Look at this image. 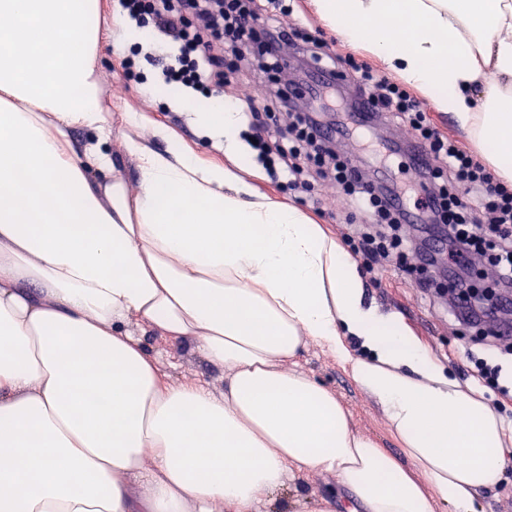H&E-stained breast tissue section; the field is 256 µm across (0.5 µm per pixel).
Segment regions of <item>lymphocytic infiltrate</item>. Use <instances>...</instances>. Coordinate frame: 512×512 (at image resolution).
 I'll list each match as a JSON object with an SVG mask.
<instances>
[{
  "mask_svg": "<svg viewBox=\"0 0 512 512\" xmlns=\"http://www.w3.org/2000/svg\"><path fill=\"white\" fill-rule=\"evenodd\" d=\"M132 19L152 16L156 28L172 38L178 47L165 67L168 82L221 95L224 81L235 70L225 56L242 57L252 43L260 44V72L271 75L282 70L286 60L284 44L300 46L302 57L313 69L329 73L317 106L301 110L290 95H263L257 112L281 109L290 113L287 131L272 132L256 126L252 138L260 160L266 166L282 164L291 175L311 172L313 178L336 186L351 205L369 216L351 240L354 253L366 263L389 257L402 260L415 256L432 262L425 246L408 243L404 226L407 215L392 202L393 191L368 180L362 169L344 158L333 137L324 135L320 115L342 108L340 83L352 82L356 104L363 111L387 120L407 124L431 158L428 181L422 189L425 200L418 207L426 221L439 225L448 243V263L455 267V283L449 288L448 303L468 301L471 308H485L500 289L512 288V190L485 164L440 133L423 103L397 83L380 78L366 62L354 56L340 59L329 53L317 37L294 24L279 26L262 21L261 0H122ZM487 260L496 272L494 285L475 287L467 269L472 256Z\"/></svg>",
  "mask_w": 512,
  "mask_h": 512,
  "instance_id": "1",
  "label": "lymphocytic infiltrate"
}]
</instances>
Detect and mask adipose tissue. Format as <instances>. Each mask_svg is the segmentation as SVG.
<instances>
[{
    "mask_svg": "<svg viewBox=\"0 0 512 512\" xmlns=\"http://www.w3.org/2000/svg\"><path fill=\"white\" fill-rule=\"evenodd\" d=\"M312 4L512 181V0ZM105 7L0 0V512H264L312 473L363 512H478L512 468L503 420L366 302L335 238L240 165L198 162L162 128L157 151L141 112L121 118L138 193L115 176ZM192 115L235 150L223 99ZM148 335L189 346L223 388L173 380ZM311 343L400 454L300 368Z\"/></svg>",
    "mask_w": 512,
    "mask_h": 512,
    "instance_id": "ef3b65f1",
    "label": "adipose tissue"
}]
</instances>
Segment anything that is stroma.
<instances>
[{
	"label": "stroma",
	"instance_id": "stroma-1",
	"mask_svg": "<svg viewBox=\"0 0 512 512\" xmlns=\"http://www.w3.org/2000/svg\"><path fill=\"white\" fill-rule=\"evenodd\" d=\"M282 24L298 23L321 39L327 49L336 55H355L371 64L376 73L389 81L397 76L387 71L381 61L367 48L344 41L339 34L328 28L316 15L311 0H295L293 12L281 16ZM166 38L153 31L146 43L137 44L118 52L106 46L101 50V71L104 101L113 118L125 112H141L148 125L141 129L144 137L150 138L156 149H164L163 140L154 138L153 127L160 124L180 136L201 160L224 162V142L211 136L194 124L191 115L170 99L172 91L157 61L156 49L165 44ZM132 60L136 79H127L124 60ZM244 164L251 171V182L263 193L299 207L315 223L321 224L327 233L339 243H346L349 222H362L363 214L346 218L345 206L338 197L336 188L325 182H310L309 185H292L287 176L266 169L256 159L254 150H247ZM425 268H417L414 275H406L395 264L375 266L364 273L365 297L368 303L381 312L401 319L418 337L422 345L462 385L479 390L486 402L505 422L512 424V394L500 395L484 387L473 375V366L466 352L473 348L478 329L476 326L458 321L447 308L437 303L415 285L416 279L426 277ZM148 346L173 361L170 374L173 380L198 379L212 384L220 383L221 372L193 354L181 344H167L156 337H148ZM298 362L302 369L315 379L333 389L351 413V425L355 431L379 439L382 447L398 452L399 442L389 433L386 420L375 401L361 391L340 365L317 345H309ZM333 476L318 473L291 482L283 494L289 512H318L320 501L329 488L334 487Z\"/></svg>",
	"mask_w": 512,
	"mask_h": 512
}]
</instances>
